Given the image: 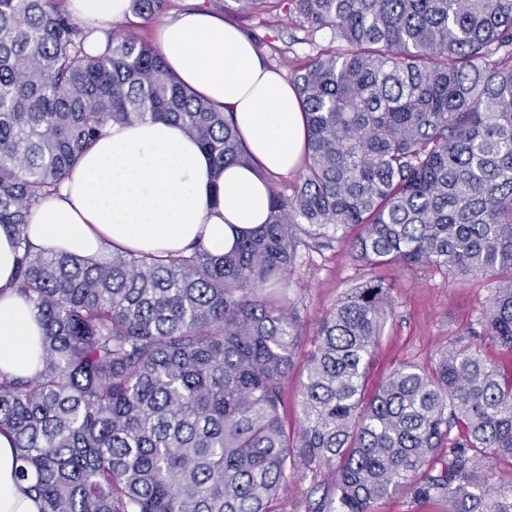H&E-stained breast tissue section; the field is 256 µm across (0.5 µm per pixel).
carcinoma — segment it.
<instances>
[{
    "mask_svg": "<svg viewBox=\"0 0 512 512\" xmlns=\"http://www.w3.org/2000/svg\"><path fill=\"white\" fill-rule=\"evenodd\" d=\"M293 11L330 47L294 74L308 140L292 194L222 256L39 252L28 217L112 123L172 121L216 171L249 166L230 113L133 35L88 28L67 0H0V227L15 293L43 326L41 368L0 373V431L41 512H278L286 474L328 472L308 512H512V0H235ZM167 0H131L157 18ZM359 226L368 269L321 319L287 430L282 383L299 317L281 281L312 240ZM433 265L497 280L480 329L370 396L388 305L377 269ZM489 340L506 354L484 355Z\"/></svg>",
    "mask_w": 512,
    "mask_h": 512,
    "instance_id": "obj_1",
    "label": "carcinoma"
}]
</instances>
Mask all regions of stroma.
<instances>
[{
  "label": "stroma",
  "instance_id": "1",
  "mask_svg": "<svg viewBox=\"0 0 512 512\" xmlns=\"http://www.w3.org/2000/svg\"><path fill=\"white\" fill-rule=\"evenodd\" d=\"M199 4L245 34L258 37L257 53L288 79L309 57L329 44L330 36L326 33L309 39L295 14L283 10L247 14L237 10L234 0H168L163 18L148 20L133 14L106 23L105 28L138 36L152 44L163 19ZM365 272V267L352 258L346 239L320 249L299 248L294 267L287 270L284 282L288 305L299 315L300 335L292 369L283 382L285 425L294 424L297 418L300 383L319 320L361 281ZM380 274L391 290L382 336L368 373L367 387L371 390L401 362L430 363L449 338L467 335L488 307L497 286L489 278L462 279L434 267L394 265L381 269ZM322 494L312 477L291 473L277 505L280 512H307L309 501Z\"/></svg>",
  "mask_w": 512,
  "mask_h": 512
}]
</instances>
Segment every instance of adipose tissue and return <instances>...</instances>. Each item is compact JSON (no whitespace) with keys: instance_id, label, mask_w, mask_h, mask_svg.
Instances as JSON below:
<instances>
[{"instance_id":"1","label":"adipose tissue","mask_w":512,"mask_h":512,"mask_svg":"<svg viewBox=\"0 0 512 512\" xmlns=\"http://www.w3.org/2000/svg\"><path fill=\"white\" fill-rule=\"evenodd\" d=\"M158 43L179 81L228 107L251 166L227 165L213 177L206 154L179 126L162 121L112 124L33 212L26 228L39 249L102 261L112 251L212 254L270 217L269 176L299 164L307 139L296 90L256 53L238 28L205 10L164 23ZM15 247L0 230V371L30 377L40 366L39 315L12 289ZM14 441L0 433V512H41L17 477Z\"/></svg>"}]
</instances>
